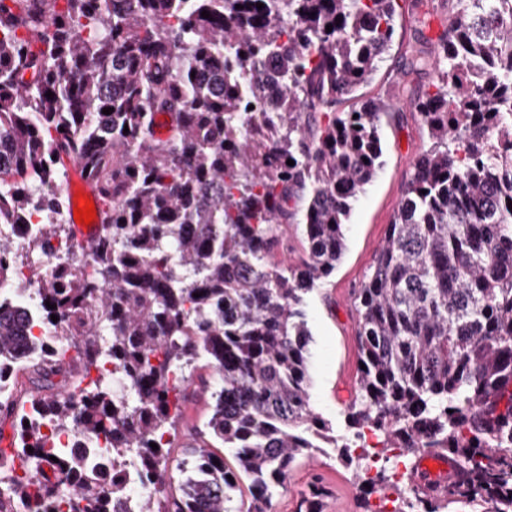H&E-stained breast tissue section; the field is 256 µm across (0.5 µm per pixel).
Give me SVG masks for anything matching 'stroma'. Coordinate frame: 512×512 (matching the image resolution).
I'll list each match as a JSON object with an SVG mask.
<instances>
[{
    "mask_svg": "<svg viewBox=\"0 0 512 512\" xmlns=\"http://www.w3.org/2000/svg\"><path fill=\"white\" fill-rule=\"evenodd\" d=\"M456 12V0H400L392 45L385 61L364 86L366 98L392 104L383 126V165L354 203L345 226L346 251L332 275L306 297L305 311L312 333L309 370L311 402L337 434L345 432L344 408L353 393L358 368L357 316L352 296L365 280L380 249L388 224L400 205L413 174V162L429 147L415 99L435 80L431 68L412 66L414 56H434ZM217 378L204 362L193 371L190 396L173 437L172 455L182 459L212 413L211 393ZM355 467L321 456L301 461L284 486L271 490L269 512H298L312 484L325 490L328 504L340 512H364L378 506V495H366Z\"/></svg>",
    "mask_w": 512,
    "mask_h": 512,
    "instance_id": "obj_1",
    "label": "stroma"
}]
</instances>
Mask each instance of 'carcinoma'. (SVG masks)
<instances>
[{"instance_id": "1", "label": "carcinoma", "mask_w": 512, "mask_h": 512, "mask_svg": "<svg viewBox=\"0 0 512 512\" xmlns=\"http://www.w3.org/2000/svg\"><path fill=\"white\" fill-rule=\"evenodd\" d=\"M64 2L0 0V225L42 214L29 238L0 236V284L28 272L45 329L0 297V413L19 418L0 512H113L125 476L72 454V433L136 461L140 512H230L244 477L239 512H265L270 488L327 448L345 466L394 448L452 457L463 479L444 500L370 480L410 512H512V0H457L430 63L417 109L432 144L354 294L365 368L340 436L311 405L304 299L341 261L382 166L391 108L357 92L398 0ZM66 158L103 204L86 245L65 219ZM288 224L302 255L277 263ZM34 251L51 265L28 263ZM200 357L220 380L208 435L174 466L170 428ZM59 376L66 388L42 394Z\"/></svg>"}]
</instances>
